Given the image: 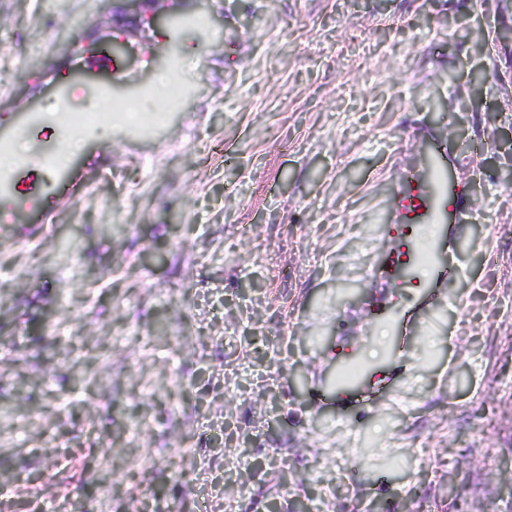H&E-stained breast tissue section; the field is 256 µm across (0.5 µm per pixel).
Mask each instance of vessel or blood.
Segmentation results:
<instances>
[{"label":"vessel or blood","instance_id":"b4317fda","mask_svg":"<svg viewBox=\"0 0 512 512\" xmlns=\"http://www.w3.org/2000/svg\"><path fill=\"white\" fill-rule=\"evenodd\" d=\"M84 188V179L70 170L57 172L44 179L38 169H30L23 178L0 174V196L35 198L45 214H53L66 201L77 197ZM396 220L395 239L386 252L383 276L397 288H407L416 295H425L431 285L447 286L461 275V250L456 240L446 238L449 215L478 220L479 213L464 190L448 188V167L435 155H426L402 170L394 195ZM429 224L438 229V237L418 245L414 228ZM420 306L411 303L393 312L400 325L397 352L411 359L413 343L419 330L416 319ZM337 404L342 409L361 412L374 407L378 397L364 386L361 377L335 380Z\"/></svg>","mask_w":512,"mask_h":512}]
</instances>
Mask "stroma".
I'll return each mask as SVG.
<instances>
[{"label":"stroma","mask_w":512,"mask_h":512,"mask_svg":"<svg viewBox=\"0 0 512 512\" xmlns=\"http://www.w3.org/2000/svg\"><path fill=\"white\" fill-rule=\"evenodd\" d=\"M151 11L201 12L208 27L174 36L125 0H0V133L22 156L17 173L51 176L56 148L28 136L23 109L64 98L84 112L100 88L138 97L176 55L187 86L148 131L103 120L71 159L85 194L46 222L17 205L21 230L0 237L13 298L0 307V512L67 497L127 512L147 485L182 512H288L298 492L324 512H512V0ZM74 53L112 63L65 70ZM424 145L479 185L481 218L450 225L463 272L424 305L419 354L402 363L393 323L365 311L406 301L376 269L399 170ZM267 247L273 276L257 262ZM249 280L258 291L241 295ZM190 322L193 344L177 347ZM344 349L390 367L384 400L360 416L330 396L297 403L291 372L323 387ZM137 419L144 435L125 444ZM342 454L356 465L328 474ZM177 468L212 484L209 504Z\"/></svg>","instance_id":"1"}]
</instances>
